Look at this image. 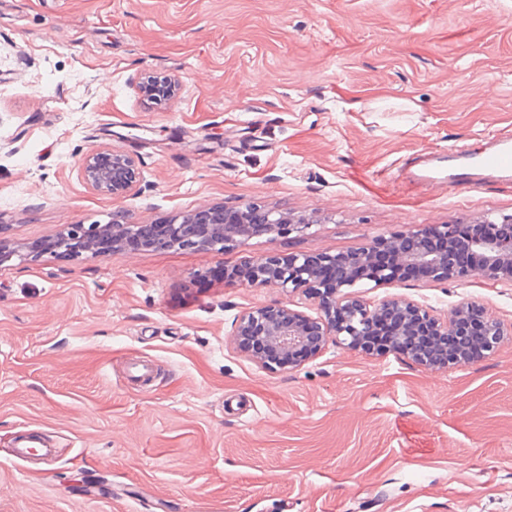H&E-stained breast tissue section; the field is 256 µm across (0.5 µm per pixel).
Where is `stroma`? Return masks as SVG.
<instances>
[{
  "label": "stroma",
  "instance_id": "35a3bbf8",
  "mask_svg": "<svg viewBox=\"0 0 512 512\" xmlns=\"http://www.w3.org/2000/svg\"><path fill=\"white\" fill-rule=\"evenodd\" d=\"M149 75L179 79L162 104ZM512 132V0H0V512H512V332L426 371L328 344L294 370L234 323L313 300L228 270L512 216V184L410 183L409 156ZM132 157L123 197L87 185ZM273 208L223 251L47 250L72 224ZM512 325V285L357 283ZM34 432L59 457L18 462ZM81 170L87 184L112 196L127 195L139 179L135 161L118 153H90L83 158Z\"/></svg>",
  "mask_w": 512,
  "mask_h": 512
}]
</instances>
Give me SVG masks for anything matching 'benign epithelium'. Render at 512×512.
Wrapping results in <instances>:
<instances>
[{"label":"benign epithelium","mask_w":512,"mask_h":512,"mask_svg":"<svg viewBox=\"0 0 512 512\" xmlns=\"http://www.w3.org/2000/svg\"><path fill=\"white\" fill-rule=\"evenodd\" d=\"M81 170L93 189L114 196L130 193L139 179L135 161L118 153H90L83 158ZM251 210L249 204L240 208L236 224L213 221L210 211H197L179 222L162 225L161 233L144 240L141 248L225 249L256 236L289 235L307 228L305 224L290 223L274 209L263 211L262 223L251 224ZM139 228L138 224H112V246L134 236ZM97 235L93 228L73 224L70 233L57 239L54 246L74 251L92 249ZM436 239L443 242L442 247L432 245ZM463 247L476 257L474 265L458 262L457 254ZM380 251L390 252L391 259H377ZM245 269L242 284L248 288L277 285L290 292H306L318 301L319 314L315 317L271 305L254 307L236 321L234 336H254L281 353L283 362L274 364L262 354L250 352L269 370L297 368L331 342L369 355L405 353L428 370L464 367L477 361L469 356L471 347L479 348L485 357L497 350L505 336L504 324L487 314L483 306L464 303L441 319L431 307L412 300L390 297L372 304L348 289L362 281L376 287L403 283L409 270L417 271L419 279L436 282L479 276L493 284L512 283V219L487 220L476 234L469 224H439L396 232L373 240L356 253H270L251 258ZM384 334L388 339L382 347H362L364 337ZM425 335L436 337V344L418 345ZM450 337L455 338L451 345Z\"/></svg>","instance_id":"7a95c632"}]
</instances>
